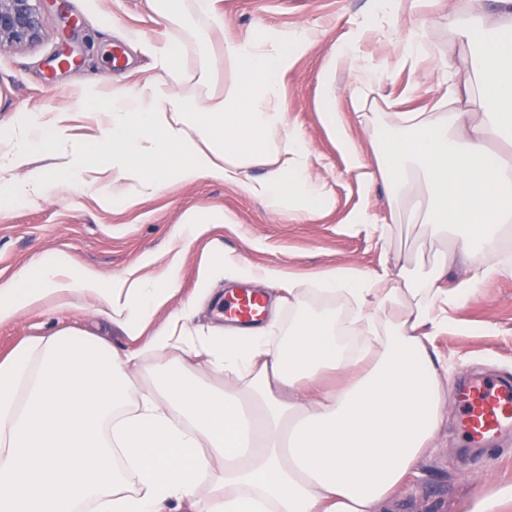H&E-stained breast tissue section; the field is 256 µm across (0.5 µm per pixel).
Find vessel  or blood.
Returning <instances> with one entry per match:
<instances>
[{
    "label": "vessel or blood",
    "instance_id": "b4317fda",
    "mask_svg": "<svg viewBox=\"0 0 512 512\" xmlns=\"http://www.w3.org/2000/svg\"><path fill=\"white\" fill-rule=\"evenodd\" d=\"M265 301L253 289H243L224 305L228 318L249 322L260 318ZM459 429L466 447L486 446L512 430V381L479 377L467 382L458 394Z\"/></svg>",
    "mask_w": 512,
    "mask_h": 512
}]
</instances>
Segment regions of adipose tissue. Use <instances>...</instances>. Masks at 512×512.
Here are the masks:
<instances>
[{
  "label": "adipose tissue",
  "instance_id": "1",
  "mask_svg": "<svg viewBox=\"0 0 512 512\" xmlns=\"http://www.w3.org/2000/svg\"><path fill=\"white\" fill-rule=\"evenodd\" d=\"M468 0L475 27L462 29L481 50L458 74L452 59L435 69L445 93L432 112H402L389 101L391 124L365 131L379 162L369 167L348 132L329 78L321 80L324 119L365 185L383 182L390 220L367 209L355 226L387 241L392 225L411 216L412 232L437 245L429 268L369 274L329 268L306 282L277 265L233 254L198 270L200 296L217 280L264 288L270 314L252 326L225 325L209 334L189 326L187 303L153 328L154 310L170 298L169 281L137 271L103 281L50 251L0 283V324L55 299L104 304L107 319L135 345L118 355L102 338L62 331L23 340L0 359V512H380L405 481L442 421L440 360L429 347L447 329L440 303L466 302L492 278L512 275V0ZM171 27L152 46L157 73L144 84L86 91L73 108L25 113L16 136L0 141V197L33 204L59 185L94 186L103 207L132 208L170 181H217L259 200L271 214L306 222L335 203L317 178L319 156L288 121L280 76L317 40L316 29L266 31L214 45L223 19L214 0H148ZM352 32L337 45L330 69L349 75L356 93L381 79L355 51ZM198 68L181 64L187 45ZM102 112L97 135L74 142L77 114ZM36 152L59 155L54 172L12 177ZM262 175H253V168ZM229 212L190 209L176 239H199L233 225ZM471 266L449 283L459 258ZM344 298L348 322L335 309L310 306V288ZM292 318L281 326L279 315ZM359 337L372 360L360 366L340 335ZM179 352L231 377L214 389L185 365H162L157 385L128 402L130 373L147 356ZM332 369L335 391L303 394L304 382Z\"/></svg>",
  "mask_w": 512,
  "mask_h": 512
}]
</instances>
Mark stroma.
Segmentation results:
<instances>
[{"instance_id":"obj_1","label":"stroma","mask_w":512,"mask_h":512,"mask_svg":"<svg viewBox=\"0 0 512 512\" xmlns=\"http://www.w3.org/2000/svg\"><path fill=\"white\" fill-rule=\"evenodd\" d=\"M226 20L224 34L243 39L267 28L291 32L318 27L320 36L283 77L288 118L320 156L317 175L334 189L336 205L305 224L268 213L255 199L221 182H169L158 195L134 208L102 207L95 193L60 187L50 198L0 213V282L51 250L66 252L73 264L96 270L110 280L131 267L157 276L164 270L162 255L182 249V262L172 274L175 290L158 309L153 325L164 323L172 310L188 300L196 302L194 327L207 332L222 326L212 299L196 298V274L208 258L211 243L244 256L258 265H277L313 278L339 266L369 273L391 267L396 256L417 258L429 266L435 253L431 243L393 227L386 246L375 243L371 231L348 225V216L369 207L387 217L382 183L361 185L321 117V78L332 50L345 39L355 20L372 9L371 0H217ZM469 19L466 5L394 14L389 35L371 33L355 49L382 72L381 83L369 92L364 111L382 112L387 99L404 98L409 110L433 105L441 91L431 78L434 59L448 56L462 61L472 52L457 37L459 24ZM428 34V53L416 70L397 65L404 39L418 26ZM141 39L127 40V30ZM166 25L149 9L147 0H48L42 29L33 42L0 52V138L7 137L20 113L71 106L89 88L108 92L115 85L147 81L153 60L141 40L167 38ZM68 45L73 62L63 65L58 52ZM226 209L235 228L217 226L199 240L183 246L172 236L182 213L189 208ZM101 304L88 299L77 306L48 304L23 311L0 325V356L24 337L49 336L61 330L107 337L117 351L130 342L100 313ZM449 331L431 339L447 358L441 372L446 403L443 421L415 474L383 506V512H470L475 502L494 498L496 512H512V499L499 498L512 487V434L489 454L460 444L457 430L458 389L482 375L512 379V275L488 281L469 301L446 308Z\"/></svg>"}]
</instances>
